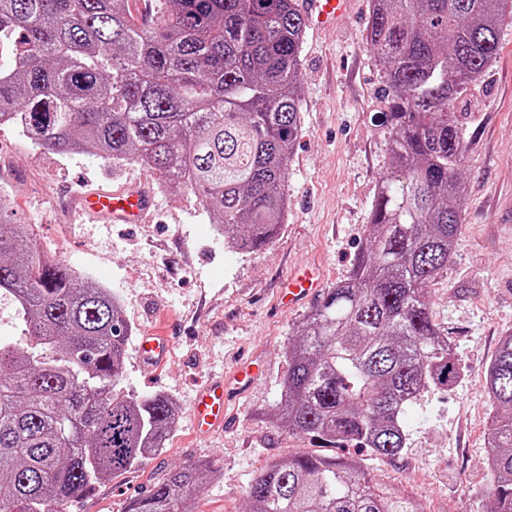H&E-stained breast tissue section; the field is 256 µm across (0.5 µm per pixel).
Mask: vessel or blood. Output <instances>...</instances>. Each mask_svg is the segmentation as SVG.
<instances>
[{
  "label": "vessel or blood",
  "mask_w": 512,
  "mask_h": 512,
  "mask_svg": "<svg viewBox=\"0 0 512 512\" xmlns=\"http://www.w3.org/2000/svg\"><path fill=\"white\" fill-rule=\"evenodd\" d=\"M354 0H299L300 9L309 23L319 29H339L348 21ZM153 205L151 193L143 188L97 190L81 195L75 206L79 214L102 218L115 224H140ZM318 278L302 272L289 278L285 288L292 302H299L321 288ZM170 353L167 336L153 330L142 336L139 358L148 371H156ZM192 417L196 430L210 434L224 426V383H207L192 402Z\"/></svg>",
  "instance_id": "obj_1"
}]
</instances>
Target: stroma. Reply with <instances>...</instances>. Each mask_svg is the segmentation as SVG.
<instances>
[{
	"label": "stroma",
	"mask_w": 512,
	"mask_h": 512,
	"mask_svg": "<svg viewBox=\"0 0 512 512\" xmlns=\"http://www.w3.org/2000/svg\"><path fill=\"white\" fill-rule=\"evenodd\" d=\"M340 30L306 29L301 130L288 165V216L262 250L242 252L213 235L200 201L163 189L143 165H112L37 149L0 126V193L13 220L33 227L41 250L110 288L133 336L148 328L171 337L174 354L153 374L125 352L123 387L169 395L180 408L158 454L69 506V512H125L131 498L178 465L216 459L220 477L192 501V512H246V491L275 459L308 452L352 457L374 481L420 501L427 512H482L492 405L485 375L501 336L512 332V14L500 26V49L455 113L466 153L461 233L447 267L429 287L435 322L453 346L461 376L433 390L404 416L407 445L396 458L289 434L265 417L280 396L283 351L309 302L279 303L295 267L317 269L325 287L347 278L366 243V224L386 167L390 129L382 67L364 44L370 0H355ZM142 185L155 205L143 224H77L79 194ZM250 364L247 384L232 380ZM225 374L229 426L198 438L189 417L193 393Z\"/></svg>",
	"instance_id": "35a3bbf8"
}]
</instances>
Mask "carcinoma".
Wrapping results in <instances>:
<instances>
[{"mask_svg": "<svg viewBox=\"0 0 512 512\" xmlns=\"http://www.w3.org/2000/svg\"><path fill=\"white\" fill-rule=\"evenodd\" d=\"M0 0V125L56 154L139 162L199 198L227 247L280 232L301 124L297 0ZM509 0H371L365 44L388 89V162L366 247L304 316L270 419L380 458L406 448L405 410L460 378L428 287L461 230L465 141L454 103L499 51ZM24 345L0 343V512H64L166 448L165 394L122 386L132 328L112 292L46 255L0 197V293ZM495 407L484 512H512V333L486 371ZM218 474L174 467L125 512H189ZM249 512H424L354 459L299 453L251 484Z\"/></svg>", "mask_w": 512, "mask_h": 512, "instance_id": "cac0c4a2", "label": "carcinoma"}]
</instances>
